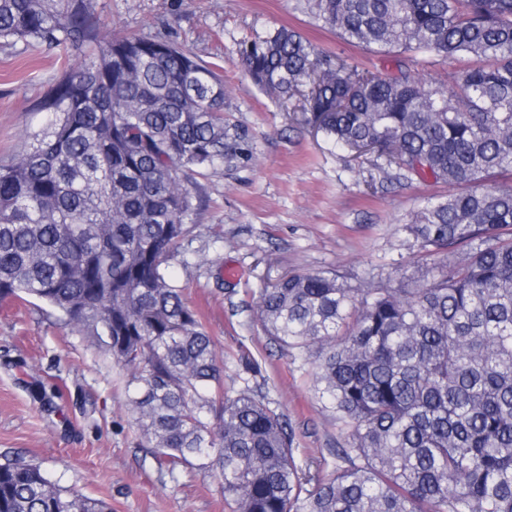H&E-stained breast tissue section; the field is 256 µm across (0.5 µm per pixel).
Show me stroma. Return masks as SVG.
I'll use <instances>...</instances> for the list:
<instances>
[{
  "label": "stroma",
  "mask_w": 512,
  "mask_h": 512,
  "mask_svg": "<svg viewBox=\"0 0 512 512\" xmlns=\"http://www.w3.org/2000/svg\"><path fill=\"white\" fill-rule=\"evenodd\" d=\"M107 35H168L224 77V119L250 148L231 169L202 171L196 213L170 260L223 361L224 393L264 384L294 435L297 460L344 444L348 428L312 388L314 366L269 343L256 315L263 288L294 272L332 271L354 288H396L430 263L403 232L425 200L448 183L401 177L376 156L352 160L314 134L302 114L246 74L238 41L287 26L318 51L395 74L405 62L432 85L452 86L468 57L376 53L351 44L303 11L298 0H93ZM80 50L0 46V163L23 154L46 124L39 102ZM263 363L244 379L240 359ZM97 342L51 308L0 301V458L38 462L65 488L105 501L112 512H229L215 471L161 470L132 425L126 381Z\"/></svg>",
  "instance_id": "obj_1"
}]
</instances>
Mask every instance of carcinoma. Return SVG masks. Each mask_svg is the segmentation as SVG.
Returning <instances> with one entry per match:
<instances>
[{"label":"carcinoma","mask_w":512,"mask_h":512,"mask_svg":"<svg viewBox=\"0 0 512 512\" xmlns=\"http://www.w3.org/2000/svg\"><path fill=\"white\" fill-rule=\"evenodd\" d=\"M350 43L476 64L450 89L326 56L279 27L238 42L256 85L303 97L332 147L365 145L456 188L404 231L430 257L410 288L332 272L264 288L269 342L314 360L350 432L296 462L266 395L224 396L220 360L167 258L193 220V175L237 166L224 79L165 35L106 37L90 0H0V44L85 49L40 101L50 114L0 165V300L29 298L95 337L133 385L159 464L211 468L229 512H512V0H302ZM0 512H112L22 457L0 462Z\"/></svg>","instance_id":"cac0c4a2"}]
</instances>
